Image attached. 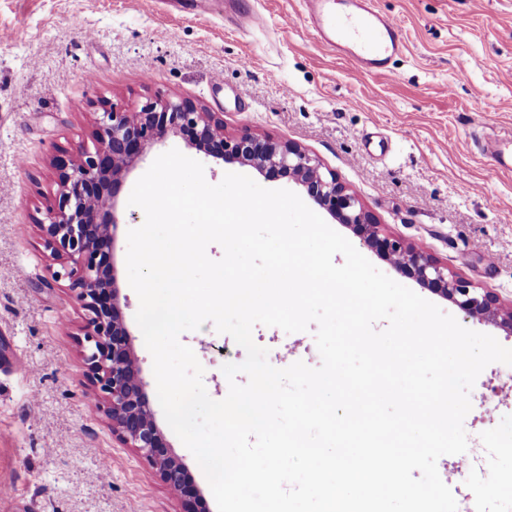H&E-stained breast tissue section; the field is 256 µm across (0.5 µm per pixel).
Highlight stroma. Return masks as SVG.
I'll return each mask as SVG.
<instances>
[{
    "instance_id": "stroma-1",
    "label": "stroma",
    "mask_w": 512,
    "mask_h": 512,
    "mask_svg": "<svg viewBox=\"0 0 512 512\" xmlns=\"http://www.w3.org/2000/svg\"><path fill=\"white\" fill-rule=\"evenodd\" d=\"M239 7L265 15L266 28L237 30L224 0H0V485L11 488L0 512H182L98 408L81 344L86 312L37 227L57 190L54 156L91 143L103 102L133 108L158 94L186 98L223 119L226 133L298 143L385 233L512 307V172H492L482 151L487 138L512 137V0H375L401 26L406 48L387 72L364 77L318 47L299 19L301 0ZM286 14L296 18L288 28ZM147 69L153 80L143 79ZM173 148L188 150L169 137L126 175L113 262L154 418L208 512H218L205 474L164 417L127 278V233L145 221L129 196ZM336 230L387 276L512 348V334L494 321L465 315L346 225ZM252 337L273 367L321 363L313 332L258 324ZM180 340L203 366L209 396L224 399L221 367L244 362L245 349L209 322ZM470 401L464 429L491 453L488 480L462 481L468 452L442 456L439 475L456 501L472 490L493 512H512V490L498 485L512 475V450L497 439L512 428V366L488 365Z\"/></svg>"
}]
</instances>
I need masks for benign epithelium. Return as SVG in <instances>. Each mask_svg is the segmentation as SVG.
<instances>
[{"label":"benign epithelium","mask_w":512,"mask_h":512,"mask_svg":"<svg viewBox=\"0 0 512 512\" xmlns=\"http://www.w3.org/2000/svg\"><path fill=\"white\" fill-rule=\"evenodd\" d=\"M179 136L196 154L214 162H239L272 178H288L334 220L352 228L381 259L397 266L463 313L496 317L498 298L440 267L421 249L379 230L361 201L314 155L293 142L250 132L224 133V121L189 99L156 97L130 110L103 105L92 146L63 151L53 160L55 201L39 222L46 248L75 268L70 288L87 312L84 360L87 377L101 394L112 431L156 470L181 500L182 512H206L200 490L171 453L150 407L130 334L123 322L111 249L120 224L118 197L125 176L147 149Z\"/></svg>","instance_id":"1"}]
</instances>
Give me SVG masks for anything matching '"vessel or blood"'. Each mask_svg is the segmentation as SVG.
I'll return each mask as SVG.
<instances>
[{
	"label": "vessel or blood",
	"mask_w": 512,
	"mask_h": 512,
	"mask_svg": "<svg viewBox=\"0 0 512 512\" xmlns=\"http://www.w3.org/2000/svg\"><path fill=\"white\" fill-rule=\"evenodd\" d=\"M304 20L321 47L336 52L354 74H381L404 50V38L392 17L377 12L373 0H305ZM499 170L512 169V142L496 139L486 148Z\"/></svg>",
	"instance_id": "1"
}]
</instances>
